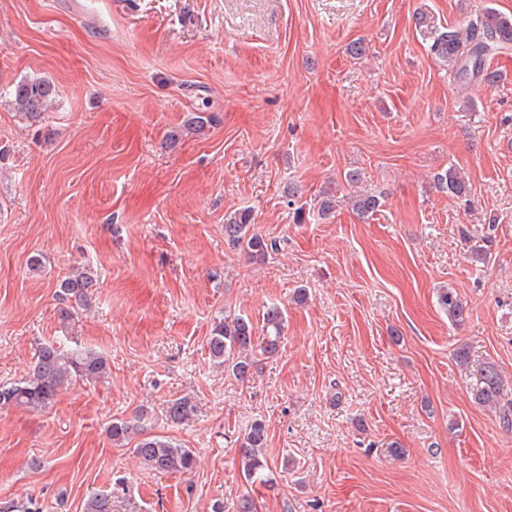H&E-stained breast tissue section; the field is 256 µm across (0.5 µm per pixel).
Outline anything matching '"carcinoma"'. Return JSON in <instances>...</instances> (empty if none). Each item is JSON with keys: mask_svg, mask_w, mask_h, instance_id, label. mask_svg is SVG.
Listing matches in <instances>:
<instances>
[{"mask_svg": "<svg viewBox=\"0 0 512 512\" xmlns=\"http://www.w3.org/2000/svg\"><path fill=\"white\" fill-rule=\"evenodd\" d=\"M416 26L428 43L429 53L448 67L454 80L461 87L474 81L492 82L496 75L486 66L487 59L496 47L512 42V21L486 10L466 27L438 26L425 13L416 17ZM10 103L22 119L33 125L43 118L48 104L56 96L54 84L45 78H26L13 84L9 90ZM218 121L213 112H193L185 121L180 133L203 136ZM438 189L451 197L460 198L467 193L468 182L456 169L450 167L435 176ZM350 206L361 216L378 211L379 196L371 192H360L350 197ZM224 238L235 248L243 249L256 261L265 260L275 250V243L264 238L254 227L251 210L240 209L224 219ZM96 287L91 270L75 267L58 284L60 306L57 316L60 325L68 330L75 323L76 308L86 305L90 289ZM438 304L454 324L464 321L467 314L457 293L451 288H442L438 293ZM285 308L272 305L264 315L266 328L261 342L255 341V330L250 319L243 316L225 317L214 323L207 338L210 359L221 366L231 367L235 378L248 379L253 365L251 352L255 345L265 354L277 351L284 329ZM107 359L98 352L79 345L70 347L63 339L46 341L38 347L36 358L26 377L17 382L0 383V408L25 407L46 409L50 407L66 383L76 380H98L108 373ZM479 383L474 390L475 402L486 408H501L499 398L503 389L500 371L495 363L486 361L478 368ZM196 404L188 396L171 402L169 417L174 423L191 418ZM145 415L140 412L133 419H114L108 427V435L117 446L136 440L133 452L152 471L161 474L186 473L196 465L193 452L176 441L145 432ZM268 436L266 426L255 421L243 437L242 472L250 483H259L273 488V471L266 453ZM0 512H42L33 500L0 501ZM83 512H111L110 501L104 494L89 497Z\"/></svg>", "mask_w": 512, "mask_h": 512, "instance_id": "carcinoma-1", "label": "carcinoma"}]
</instances>
